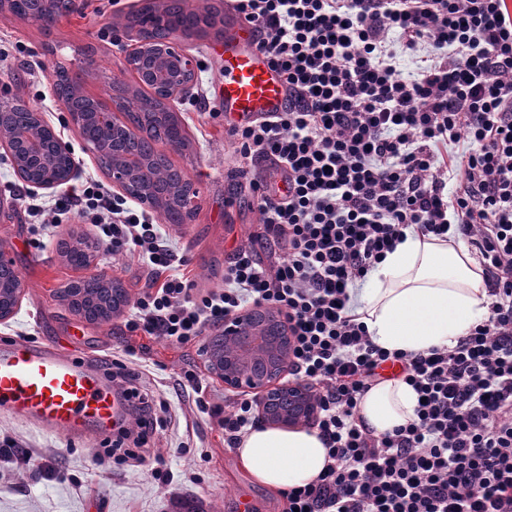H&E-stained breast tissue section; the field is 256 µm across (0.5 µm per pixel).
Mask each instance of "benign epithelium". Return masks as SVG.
I'll list each match as a JSON object with an SVG mask.
<instances>
[{
    "label": "benign epithelium",
    "instance_id": "benign-epithelium-1",
    "mask_svg": "<svg viewBox=\"0 0 512 512\" xmlns=\"http://www.w3.org/2000/svg\"><path fill=\"white\" fill-rule=\"evenodd\" d=\"M45 9L34 15L20 16L23 22H36L44 27L52 26L58 19L74 14H81L86 7V0H42ZM132 48L125 57L128 68L135 75L137 84L117 88V97L121 98L140 87H147L155 93L160 102L161 111L154 113L150 121L131 125L117 116L114 109L97 101L92 120L101 127H111L116 133L131 138L144 137L150 133L151 126L166 124L178 131L179 137L165 141L173 150H180L186 144L180 115L174 102L183 101L192 96L196 84L197 60L187 54L180 45L181 33L156 41L138 31L127 32ZM6 112L0 108V149L9 156L18 177H23L26 159L18 153L14 138L4 127ZM29 155L42 160L46 171L43 179L32 182L30 186L41 189L56 188L70 180L76 168V161H71L65 171L43 158L39 140L28 137L23 144ZM135 158L127 160L114 156L112 165L106 173L112 179V185L136 199L141 205L158 216L165 214L169 205L175 203L186 217H191L196 208V194L193 184H188L171 195L151 194L147 188L132 191L127 177V168L137 165ZM73 239L80 240L89 257L84 266L85 278L94 279L100 288L109 292L111 301L100 304L106 314L104 323L119 318L132 304L133 297L122 282L95 262V252L100 244L91 242L87 236L75 233ZM26 295V285L18 278L10 283L0 284V323L12 318ZM61 299L69 310L78 318L82 317L83 297L73 288H63ZM224 338V343L238 351L233 357L219 346L206 348L205 364L207 371L224 382V386L242 392L253 393L257 397L258 422L279 428H293L312 423L318 408L310 389L300 383H288L282 378L288 371V361L293 346V338L285 318L277 311L255 306L237 316L224 319V324L214 333Z\"/></svg>",
    "mask_w": 512,
    "mask_h": 512
}]
</instances>
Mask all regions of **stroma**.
<instances>
[{"instance_id": "obj_1", "label": "stroma", "mask_w": 512, "mask_h": 512, "mask_svg": "<svg viewBox=\"0 0 512 512\" xmlns=\"http://www.w3.org/2000/svg\"><path fill=\"white\" fill-rule=\"evenodd\" d=\"M145 0H87L84 15L62 20L46 29L0 14V98H19L33 105L64 142L70 144L77 170L54 190L27 189L9 161L0 158V199L13 201L16 213L0 221V242L18 269L27 293L13 318L0 323V345L43 343L97 368L112 355L133 347V362L147 388L170 406L171 420L154 439L150 455L161 456L159 472L132 462L103 469L94 463L102 439L89 434L71 439L0 414V512H185V503L202 502L206 512H284L281 493L257 484L242 470L235 451L224 446L218 417L203 413L191 389L180 385L185 373L197 375L222 405L234 392L208 374L205 344H175L130 330L127 317L106 325L76 318L59 292L82 277L81 269L65 263L58 241L76 227L92 239L98 229L86 224L77 211L63 206L89 179L117 196L98 156L84 144L62 105L51 93L50 79L57 67L78 74L85 95L111 103L104 83L107 75L133 82L123 53L113 44L124 32L128 16ZM222 38L209 36L185 41L188 54L199 64L194 100L180 104L188 145L170 153L198 191L197 208L188 223L163 225L166 245L185 259L183 271L194 283L193 296L223 287L224 269L236 247L254 245L258 260L269 262L270 250L255 246L263 217L246 180L234 177L242 161L225 127L218 101V54ZM94 47L101 74L80 70V52ZM98 266L119 279L131 293L145 291L150 268L134 254L115 257L106 251L96 256ZM12 447H5V440Z\"/></svg>"}]
</instances>
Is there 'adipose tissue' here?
<instances>
[{"mask_svg":"<svg viewBox=\"0 0 512 512\" xmlns=\"http://www.w3.org/2000/svg\"><path fill=\"white\" fill-rule=\"evenodd\" d=\"M488 312L482 268L455 230L437 236L417 227L366 275L351 303L356 322L371 341L389 352L422 353L453 347ZM414 389L401 379L373 386L361 399L357 424L380 436L411 422ZM240 466L275 490L315 482L327 463L317 430L263 424L248 427L236 449Z\"/></svg>","mask_w":512,"mask_h":512,"instance_id":"obj_1","label":"adipose tissue"}]
</instances>
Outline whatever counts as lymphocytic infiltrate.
Instances as JSON below:
<instances>
[{
	"mask_svg": "<svg viewBox=\"0 0 512 512\" xmlns=\"http://www.w3.org/2000/svg\"><path fill=\"white\" fill-rule=\"evenodd\" d=\"M287 90L283 111L232 125L266 238L288 252L262 265L241 247L224 289L191 301L193 284L156 225L87 183L78 204L113 254L139 253L163 281L132 305L133 329L181 344L247 306L280 311L294 336L290 376L308 383L327 449L321 477L285 490L289 512H512V10L506 0H232ZM428 51L404 79L382 33ZM468 151L440 165L442 147ZM271 163L276 189L257 173ZM457 187L446 193L445 173ZM456 229L476 255L487 317L449 349L390 353L349 315L350 288L404 228ZM419 396L415 418L379 437L356 424L385 365ZM105 373L139 413L105 438L97 464L138 458L162 427L138 372L116 358ZM221 418L236 448L255 401Z\"/></svg>",
	"mask_w": 512,
	"mask_h": 512,
	"instance_id": "obj_1",
	"label": "lymphocytic infiltrate"
}]
</instances>
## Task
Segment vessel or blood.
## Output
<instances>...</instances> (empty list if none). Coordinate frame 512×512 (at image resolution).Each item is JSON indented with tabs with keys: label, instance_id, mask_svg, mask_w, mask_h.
Returning <instances> with one entry per match:
<instances>
[{
	"label": "vessel or blood",
	"instance_id": "obj_1",
	"mask_svg": "<svg viewBox=\"0 0 512 512\" xmlns=\"http://www.w3.org/2000/svg\"><path fill=\"white\" fill-rule=\"evenodd\" d=\"M220 99L239 120L282 111L285 86L249 25L226 28ZM111 381L51 347L15 343L0 348V410L69 437L110 430L124 416Z\"/></svg>",
	"mask_w": 512,
	"mask_h": 512
}]
</instances>
